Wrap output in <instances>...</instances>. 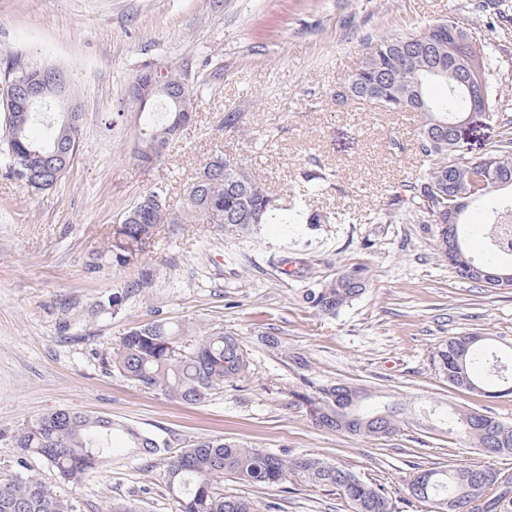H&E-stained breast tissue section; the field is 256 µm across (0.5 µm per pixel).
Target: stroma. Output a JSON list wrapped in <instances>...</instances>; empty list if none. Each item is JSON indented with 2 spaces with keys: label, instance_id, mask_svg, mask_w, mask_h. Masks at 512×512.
Masks as SVG:
<instances>
[{
  "label": "stroma",
  "instance_id": "stroma-1",
  "mask_svg": "<svg viewBox=\"0 0 512 512\" xmlns=\"http://www.w3.org/2000/svg\"><path fill=\"white\" fill-rule=\"evenodd\" d=\"M477 0H0V62L21 55L75 80L80 149L50 191L29 193L0 163V479L34 474L74 512H175L167 454L114 449L96 471L67 483L13 435L37 417L75 409L122 420L171 448L221 436L288 457L310 454L381 484L397 512H429L407 485L414 472L481 465L478 450L449 439L419 409L427 403L487 409L512 421V397L448 386L434 356L466 332L512 342V289L459 279L436 250L432 224L385 219L391 193L415 177L417 115L331 94L355 70L368 35L402 34L450 18L494 58L490 84L512 115V13ZM184 74L191 121L153 168L133 143L142 118L128 88L145 69ZM242 115L225 130V113ZM263 178L281 204L304 201L321 223L264 224L227 237L197 213L161 225L142 258L151 285L126 287L139 267H94L111 250L124 212L161 188L171 212L215 152ZM329 184L303 193L304 172ZM366 267L364 295L334 316L316 314L306 290ZM162 320L220 326L251 354L244 381L185 404L109 371L126 330ZM301 354L306 369L270 351L265 335ZM391 393L412 407L395 439L313 427L293 404L303 380ZM512 475V456L489 460ZM257 512H349L330 488L225 482Z\"/></svg>",
  "mask_w": 512,
  "mask_h": 512
}]
</instances>
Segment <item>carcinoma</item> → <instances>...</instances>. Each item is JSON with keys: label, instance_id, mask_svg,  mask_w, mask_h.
Instances as JSON below:
<instances>
[{"label": "carcinoma", "instance_id": "1", "mask_svg": "<svg viewBox=\"0 0 512 512\" xmlns=\"http://www.w3.org/2000/svg\"><path fill=\"white\" fill-rule=\"evenodd\" d=\"M459 29L454 21H439L405 34L376 35L366 38L365 54L359 68L344 78L332 100L345 107L355 100H374L385 112L417 113L416 150L425 168L406 181L389 202L386 216L405 224H435L439 252L448 257L450 229L440 222L458 200L461 192L481 201L503 187H512V137H502L483 155L475 157L457 172V192L448 190V163L460 154V142L450 123L459 114L466 115L472 98L457 87L449 74L433 75L429 68L448 57L468 53L480 59L481 86L478 99L482 115L502 125L512 126V117L494 110L489 82L492 59L484 47L457 42ZM16 57L5 61L0 70V154L11 176L33 192L51 188L52 175L43 166V156L53 151L61 133L63 116L43 105L29 112L9 102L5 96L7 81H15ZM438 81L446 85L448 95L439 101L430 99L427 87ZM166 108L148 112L145 131L138 136L136 158L142 165L156 164L166 145L182 132L183 113L170 99ZM37 122L44 123L45 135L31 136ZM207 179L193 182L188 191L189 214L211 213L224 218L220 228L231 236L246 235L261 224L278 220L280 224H318L320 218L306 213L301 203L284 208L254 174L241 182L236 158L218 152L209 159ZM165 202L151 206L141 221H122L116 235L119 245L108 261L130 266L140 260L146 245L153 241L158 226L175 224ZM465 215L455 224L459 251L451 256L458 277L469 265L491 267L498 256L512 252V201L502 200L492 207L482 225L490 247L481 258L466 248ZM366 269L353 268L318 288L308 289L304 301L320 315L334 316L342 307L365 293ZM112 370L149 390L162 392L171 399L188 404L205 401L223 391L224 386L244 379L250 367L245 344L224 329H204L189 324L151 321L129 328L109 355ZM439 372L456 388L468 389L487 398L512 396L509 367L499 359L485 338L473 339L465 333L448 337L435 354ZM294 405L316 428L354 436L387 440L401 432V416L406 404L392 397L379 406L371 405L373 395L345 383L316 384L303 379L302 387L291 391ZM443 430L448 437L480 451L486 457L512 455V423L476 409L452 407L444 415ZM141 455H152L167 447L156 436L120 420L90 418L81 412H52L16 430L17 447L28 455L50 463L61 478L81 480L101 466L112 452L113 439ZM425 489L415 491L417 478L407 486L409 494L433 505V512H512V476L490 465L450 466L425 470ZM244 486H280L300 481L312 487L332 488L343 496L351 512H395L385 489L361 478L351 469L317 457L284 458L259 448L222 438H207L169 456L167 486L176 512H255L243 496L224 491V480ZM0 512H73L71 505L33 475L0 480Z\"/></svg>", "mask_w": 512, "mask_h": 512}]
</instances>
